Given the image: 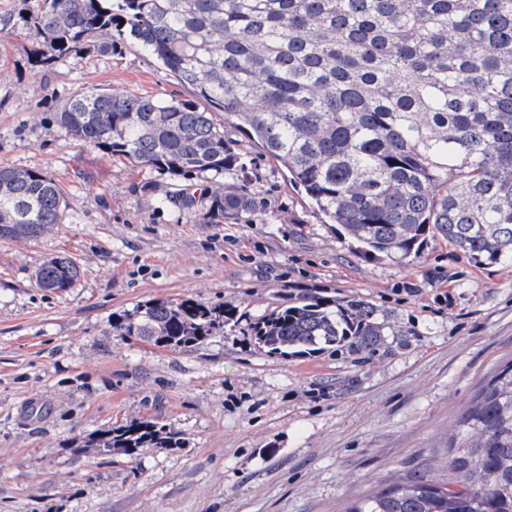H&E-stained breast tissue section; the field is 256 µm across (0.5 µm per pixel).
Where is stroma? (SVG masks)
Returning a JSON list of instances; mask_svg holds the SVG:
<instances>
[{
  "instance_id": "stroma-1",
  "label": "stroma",
  "mask_w": 512,
  "mask_h": 512,
  "mask_svg": "<svg viewBox=\"0 0 512 512\" xmlns=\"http://www.w3.org/2000/svg\"><path fill=\"white\" fill-rule=\"evenodd\" d=\"M35 31L0 33V165L61 186L60 224L0 239V512H343L405 474L437 472L448 434L512 360V261L485 265L430 239L419 259L362 258L288 172L233 127L241 174L163 175L75 140L55 120L87 88L188 99L130 45L42 67ZM251 197L207 221L217 188ZM196 198L174 204L180 189ZM64 255L67 292L35 286ZM304 292L362 299L394 334L379 355L284 358L248 322ZM191 297L238 323L187 351L114 335L112 314ZM160 417L179 448L70 455L65 442ZM79 278V267L66 256H56L46 260L34 273L37 288L53 294L74 288Z\"/></svg>"
}]
</instances>
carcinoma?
<instances>
[{
  "label": "carcinoma",
  "mask_w": 512,
  "mask_h": 512,
  "mask_svg": "<svg viewBox=\"0 0 512 512\" xmlns=\"http://www.w3.org/2000/svg\"><path fill=\"white\" fill-rule=\"evenodd\" d=\"M17 21L41 37L50 66L136 44L194 97L224 112L287 169L318 210L369 260L416 259L431 237L479 263L512 259V0H21ZM55 119L76 140L161 174L244 172L210 112L90 88ZM47 172L0 166V239L61 223ZM252 207L216 192L206 218ZM80 278L66 256L35 284L57 294ZM238 322L194 298L112 313L117 336L187 351ZM252 344L281 357L380 352L385 324L364 300L303 293L250 320ZM158 420L93 431L70 443L132 456L179 448ZM442 478H400L345 512H512V361L501 365L448 435Z\"/></svg>",
  "instance_id": "obj_1"
}]
</instances>
